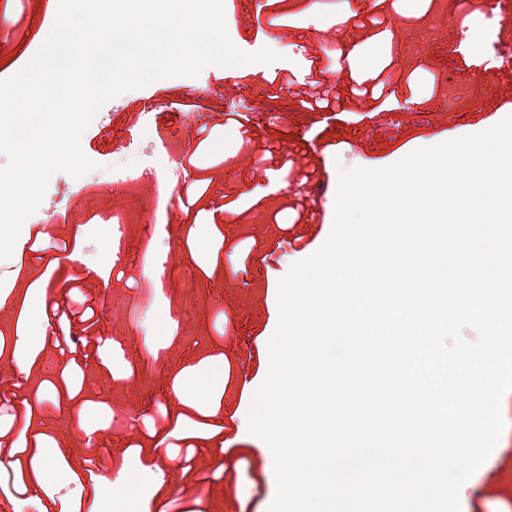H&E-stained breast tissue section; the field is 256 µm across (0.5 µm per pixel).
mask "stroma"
<instances>
[{
  "label": "stroma",
  "mask_w": 512,
  "mask_h": 512,
  "mask_svg": "<svg viewBox=\"0 0 512 512\" xmlns=\"http://www.w3.org/2000/svg\"><path fill=\"white\" fill-rule=\"evenodd\" d=\"M460 13L454 0H284L280 28L257 38L273 17L265 0H237L228 35L242 51L276 47L270 64L228 72L205 67L198 77L161 79L107 102L81 136L95 170L80 178L57 172L36 210L40 251L21 228L11 256L0 260V442L16 448H57L56 500L106 501L122 468L163 469L160 487L126 490L127 512H267L276 492L267 445L241 434L239 422L264 381L268 341L279 318L278 282L292 264L314 254L334 221L338 167L377 169L412 151L491 128L512 114V86L495 52L465 24H490L500 49L512 46V0H477ZM58 0H0V79L27 65L51 31ZM380 25H372V18ZM390 66L396 94L382 111L373 102L309 109L289 90L265 84L280 72L303 81L309 70L346 89ZM155 104L145 114L144 103ZM199 104L196 112L186 111ZM245 115L244 124L229 113ZM207 126L209 137L197 130ZM191 156L187 180L212 178L203 198L185 207L184 190L116 169L157 170L161 146ZM323 202H314L316 191ZM236 198L238 216L224 211ZM139 216L124 233L121 262L106 243L116 225ZM321 225L308 245L296 238ZM77 240L74 252L57 250ZM163 267V282L145 292L124 276L145 277V259ZM78 308L87 301L96 323L52 321L42 342L29 336L37 301ZM168 315V332L152 334L151 318ZM68 338L83 360L64 384L65 360L54 347ZM31 372L20 375L16 355ZM224 386L178 398L173 380L214 364ZM42 397L32 417L25 402ZM93 430L85 446L83 427ZM191 437L183 462L174 436ZM460 512H512V447L497 448L470 478Z\"/></svg>",
  "instance_id": "35a3bbf8"
}]
</instances>
